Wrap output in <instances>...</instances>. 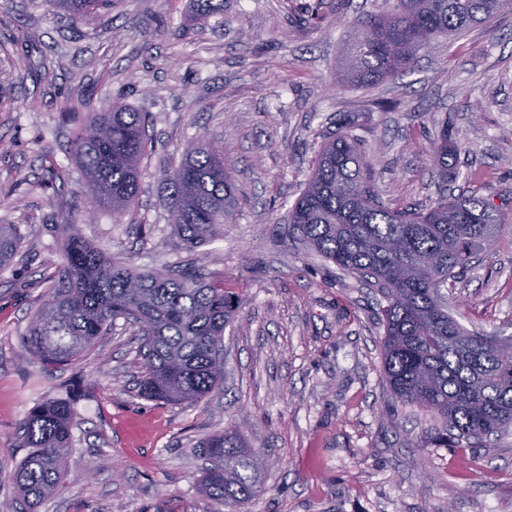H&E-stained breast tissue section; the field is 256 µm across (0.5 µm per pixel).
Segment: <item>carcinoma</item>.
Listing matches in <instances>:
<instances>
[{"label":"carcinoma","mask_w":512,"mask_h":512,"mask_svg":"<svg viewBox=\"0 0 512 512\" xmlns=\"http://www.w3.org/2000/svg\"><path fill=\"white\" fill-rule=\"evenodd\" d=\"M73 19L107 17L112 0H53ZM366 16L370 36L353 46L348 79L369 86L394 76L438 37L491 22L512 0H383ZM433 146L438 198L427 208L395 209L381 199L372 161L351 123L323 143L304 190L288 211L289 232L340 269L375 286L386 301L383 373L394 398L436 422L435 448L480 441L512 427V337L469 331L448 312L443 288L490 248L502 224L490 200L448 193V126ZM73 154L92 203L124 215L140 191L142 161L150 153L145 113L114 106L92 112L77 127ZM162 202L179 242L194 250L208 242L237 205L224 151L196 141L164 172ZM64 237V263L53 295L32 316L23 343L31 359L65 366L80 360L118 319L138 326L144 375L141 393L180 403L206 396L217 384L224 328L234 312L224 283L193 266L174 275L140 271L92 245L74 224H52ZM22 247L15 225L0 224V266ZM71 400L47 401L23 422L30 449L14 474L15 512H34L69 476L73 442ZM210 468L203 489L235 512L261 471L234 431L203 439Z\"/></svg>","instance_id":"cac0c4a2"}]
</instances>
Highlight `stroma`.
Returning <instances> with one entry per match:
<instances>
[{
    "label": "stroma",
    "mask_w": 512,
    "mask_h": 512,
    "mask_svg": "<svg viewBox=\"0 0 512 512\" xmlns=\"http://www.w3.org/2000/svg\"><path fill=\"white\" fill-rule=\"evenodd\" d=\"M114 0L73 21L51 0H0V224L18 257L0 268V512H13L37 405L74 395L70 476L35 512H227L199 490V443L239 431L265 466L240 512H512V430L460 448L424 444L433 425L382 374L384 301L288 234L289 208L320 144L352 120L385 204L435 201L432 142L452 131L448 186L491 199L504 225L448 283L466 328L512 336V12L422 50L372 86L340 82L360 19L382 0ZM148 113L154 150L124 218L88 199L63 113ZM197 140L218 143L240 201L189 252L161 204L163 171ZM56 178L43 187L47 165ZM75 224L136 268L193 264L224 276L236 309L223 378L196 403L141 395V338L116 322L74 364L44 369L22 337L63 263L50 224Z\"/></svg>",
    "instance_id": "35a3bbf8"
}]
</instances>
